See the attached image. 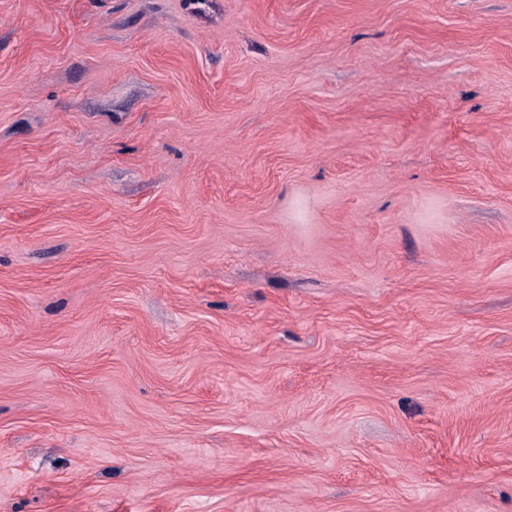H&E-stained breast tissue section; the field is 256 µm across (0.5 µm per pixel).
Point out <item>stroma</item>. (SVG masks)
Segmentation results:
<instances>
[{
    "label": "stroma",
    "instance_id": "1",
    "mask_svg": "<svg viewBox=\"0 0 512 512\" xmlns=\"http://www.w3.org/2000/svg\"><path fill=\"white\" fill-rule=\"evenodd\" d=\"M0 512H512V0H0Z\"/></svg>",
    "mask_w": 512,
    "mask_h": 512
}]
</instances>
